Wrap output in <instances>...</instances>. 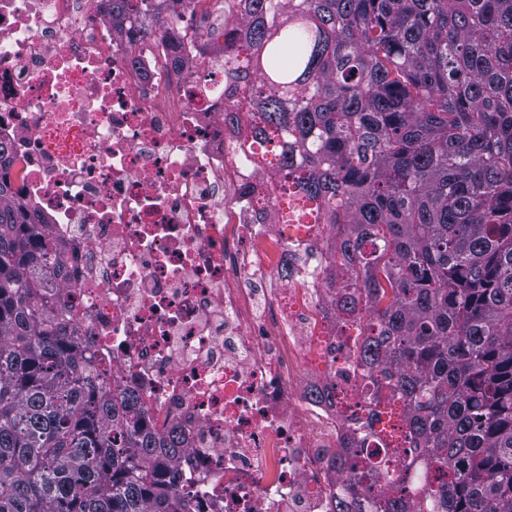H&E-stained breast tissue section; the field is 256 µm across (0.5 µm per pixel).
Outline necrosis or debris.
Returning a JSON list of instances; mask_svg holds the SVG:
<instances>
[{"mask_svg": "<svg viewBox=\"0 0 512 512\" xmlns=\"http://www.w3.org/2000/svg\"><path fill=\"white\" fill-rule=\"evenodd\" d=\"M174 24L142 40L105 0H0V179L46 220L104 395L180 434L193 512H333L362 378L322 236L277 224L224 121L221 17Z\"/></svg>", "mask_w": 512, "mask_h": 512, "instance_id": "4bbe7bcc", "label": "necrosis or debris"}]
</instances>
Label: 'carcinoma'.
<instances>
[{
	"mask_svg": "<svg viewBox=\"0 0 512 512\" xmlns=\"http://www.w3.org/2000/svg\"><path fill=\"white\" fill-rule=\"evenodd\" d=\"M107 0L140 39L178 2ZM225 119L322 224L336 320L355 328L361 431L333 461L381 512H512V0H219ZM60 258L0 180V512H190L181 441L99 395L47 302Z\"/></svg>",
	"mask_w": 512,
	"mask_h": 512,
	"instance_id": "cac0c4a2",
	"label": "carcinoma"
}]
</instances>
